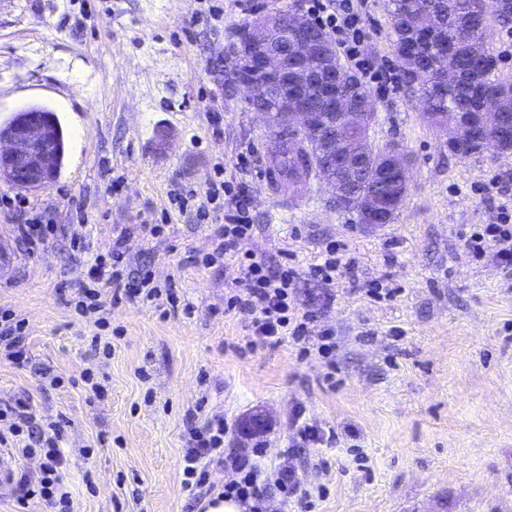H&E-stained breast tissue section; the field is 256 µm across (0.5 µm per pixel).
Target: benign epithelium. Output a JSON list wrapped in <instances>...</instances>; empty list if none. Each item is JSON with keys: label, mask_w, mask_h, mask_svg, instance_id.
Listing matches in <instances>:
<instances>
[{"label": "benign epithelium", "mask_w": 512, "mask_h": 512, "mask_svg": "<svg viewBox=\"0 0 512 512\" xmlns=\"http://www.w3.org/2000/svg\"><path fill=\"white\" fill-rule=\"evenodd\" d=\"M247 54L234 61L235 68L247 67L262 80L246 78L239 86L251 93L256 101L271 95L277 97L282 127L305 145L313 138L324 144L317 156L324 164L319 168L321 181L340 207L359 212L367 228L379 226L381 216L397 210L409 187V163L396 145L377 149L371 143L370 132L377 123L371 99L346 93L341 84L347 81L336 59V49L325 36L310 33L306 18L298 12L260 16L246 28ZM397 56L410 75L418 55L413 41L398 49ZM326 88V101L336 115V135L328 139L319 125L320 113L309 105L304 90L316 80ZM512 94V86L504 85L493 97L481 102V111L425 112L432 126L443 132L448 148L467 146L481 139L482 149L490 140L487 132L499 125L500 99ZM51 116L41 107H31L0 126V178L25 190L42 189L55 181L62 162V149ZM372 165L378 176L392 181V192L383 195L372 188L354 189L356 175L366 165Z\"/></svg>", "instance_id": "1"}]
</instances>
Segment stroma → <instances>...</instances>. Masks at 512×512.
I'll return each mask as SVG.
<instances>
[{
    "label": "stroma",
    "mask_w": 512,
    "mask_h": 512,
    "mask_svg": "<svg viewBox=\"0 0 512 512\" xmlns=\"http://www.w3.org/2000/svg\"><path fill=\"white\" fill-rule=\"evenodd\" d=\"M307 0H0V124L32 106L52 110L65 152L55 182L37 191L0 181V322L23 320L29 361L0 358V407L26 398L36 419H65L64 489L73 512H200L232 471L210 467L206 486L183 484L191 428L212 415L224 445L261 446L266 467L297 437L295 412L336 433L305 449L302 481L313 512H512V274L493 256L476 260L463 236L494 224L512 204V157H460L429 126L404 81L374 89L375 148L399 145L408 193L394 220L370 229L337 208L311 180L307 196L272 194L261 179L275 142L245 93L226 91L236 29L255 16L305 12ZM399 72L388 0H370L362 46ZM223 168L245 190L256 229L245 250L300 267L326 241L355 259L321 312L336 348L302 342L248 348L253 317L228 312L232 263L199 266L223 223H195L169 193L203 191ZM55 224L37 252L17 241L12 199ZM143 224L163 225L157 237ZM128 235L124 261L178 310L115 299L100 285L101 315L74 304L115 227ZM388 277L400 293L367 295ZM112 350L95 351L93 337ZM59 376L50 385L43 372ZM100 385L92 392L85 375ZM256 410L270 421L260 439L242 435Z\"/></svg>",
    "instance_id": "35a3bbf8"
}]
</instances>
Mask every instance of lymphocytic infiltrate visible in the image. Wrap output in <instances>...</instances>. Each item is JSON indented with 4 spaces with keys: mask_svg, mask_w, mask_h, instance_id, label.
Masks as SVG:
<instances>
[{
    "mask_svg": "<svg viewBox=\"0 0 512 512\" xmlns=\"http://www.w3.org/2000/svg\"><path fill=\"white\" fill-rule=\"evenodd\" d=\"M366 9L367 0H312L309 7L314 20L335 37L340 49L362 75L386 86L395 84L392 72L377 70L373 62L361 54ZM194 198L199 201L195 210L197 223H205L215 210L224 212V222L215 230L214 251L204 262L209 265L224 258L237 268V287L225 301L226 310L253 314V334L258 343L275 344L286 337L298 342L304 340L317 315L315 311L301 307L296 285L302 276H309L323 286L324 301H332L331 286L343 271L353 266L352 261L345 258V245L333 240L327 242L318 261L303 273L287 263L272 264L242 248L254 230L249 216L250 199L245 191L232 190L223 181L213 180L201 193L179 188L170 193L171 202L182 209ZM466 244L473 257L493 252L499 266L512 271V214L502 213L499 223L481 225L467 237ZM90 276L93 285L82 290L75 306L82 315L100 310L98 286L102 283L112 285L130 299L153 302L163 298L170 306L178 304L173 290H160L152 286L149 279L132 276L117 247L112 250L110 262L95 260L90 267ZM62 431L60 422H36L24 401L0 408V444L10 442L16 445L21 455L38 453L45 459L37 480L20 476L17 481L20 496L42 499L51 512H71V499L62 488L64 454L59 446ZM225 432L224 420L219 416L209 419L202 428L192 430L190 446L183 454V476L187 487L198 488L206 483V464L212 461L230 468L237 475L235 481L225 484V497L259 502L276 491L283 498H296L306 512L312 507L313 495L303 487L298 470L290 465L289 459L306 446L326 442L322 428L303 424L298 431L296 446L287 451L288 461L270 471L263 470L248 451L225 447Z\"/></svg>",
    "mask_w": 512,
    "mask_h": 512,
    "instance_id": "f902f5d3",
    "label": "lymphocytic infiltrate"
}]
</instances>
